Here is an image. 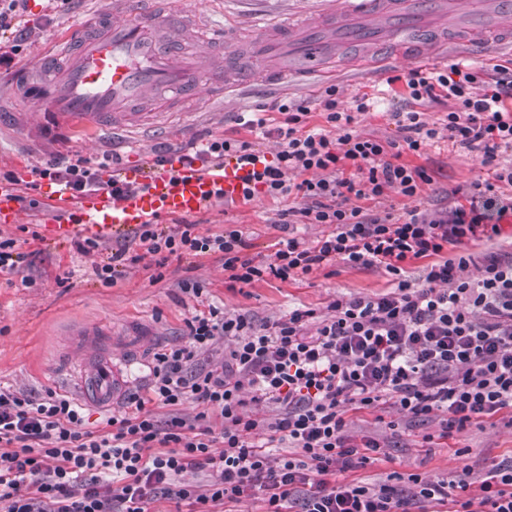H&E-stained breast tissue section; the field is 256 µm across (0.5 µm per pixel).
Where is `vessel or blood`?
Instances as JSON below:
<instances>
[{"mask_svg":"<svg viewBox=\"0 0 512 512\" xmlns=\"http://www.w3.org/2000/svg\"><path fill=\"white\" fill-rule=\"evenodd\" d=\"M447 9L461 22L463 35L476 37L487 29L512 35V0H487L480 17L474 16L471 0H395L391 5L385 0H338L322 30L290 50L288 71L303 77L319 74L328 58L352 49L361 56L377 55L391 44L409 56L429 58L442 37L429 32L425 19ZM190 19L188 29L199 35L200 44L189 60L171 48L172 42L182 40L184 30L144 11L142 0H112L111 8L99 13L97 34L87 38L72 33L61 40L58 52L34 63V70L45 73L52 84L50 110L62 120L76 119L115 135L137 128L139 116L132 107L144 100L159 99L165 110L175 99L185 103L222 97L256 77L271 84L279 80L281 73L268 67L267 56L271 47L294 40L292 22L260 23L247 49L220 61L215 52L231 43L229 31L204 11L192 12ZM247 175V168L233 156L219 166L181 167L174 173L148 174L123 164L113 169V179L145 184V191L122 197L101 193L74 206L65 192H57L61 207L73 209L78 220L49 225L48 234L57 239L78 234L113 238L164 216L198 212L219 190L225 201L234 203L242 196ZM84 334L81 356L72 362L76 388L86 400L111 403L128 378L125 361L113 357L94 329Z\"/></svg>","mask_w":512,"mask_h":512,"instance_id":"b4317fda","label":"vessel or blood"}]
</instances>
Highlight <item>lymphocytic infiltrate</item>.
Listing matches in <instances>:
<instances>
[{"mask_svg":"<svg viewBox=\"0 0 512 512\" xmlns=\"http://www.w3.org/2000/svg\"><path fill=\"white\" fill-rule=\"evenodd\" d=\"M403 83L411 110L391 118L397 136L387 142L355 129L368 97L340 106L335 85L324 87L320 108L330 132L307 128V101L279 98L253 110L241 125L270 129L280 149L262 164L252 142L208 139L203 149L158 151L154 167H209L235 156L253 171L244 198L263 191L275 200L300 197L285 209L303 223L330 231L313 244L280 240L269 260L247 254L250 237L228 226L215 236L196 234L191 223L172 230L139 225L129 242L112 251L95 273L115 284L121 268L151 259L164 267L171 256L221 254L229 284L274 278L297 280L335 260L379 266L389 291L339 296L325 313L295 308L255 325L244 314L219 307L185 323L184 341L156 353L151 378L130 395V410L104 414L97 430L85 427L83 406L53 391L35 397L0 388V512H218L243 502L259 512H512V460L493 465L468 495V474L425 479L392 472L385 479L343 480V473L379 462L377 435L354 434L351 412L435 418L439 439L501 415L512 416V258L486 257L477 279L465 244L505 235L512 217V168L457 188L448 207L430 213H369L366 204L388 193L412 198L429 182L426 169L403 163L448 140L481 153L492 165L512 149V61L490 71L453 63L443 71L413 69L388 77ZM453 101L434 122L422 108ZM279 113L268 126L266 113ZM113 155L97 165L77 155L50 159L38 174L60 181L72 197L99 192L130 194L131 185L105 178ZM458 247L445 258L448 246ZM422 261L419 272L410 264ZM224 355L213 360L216 346ZM202 404L187 417L186 402ZM275 406L279 418L259 411ZM168 411L158 420L156 408ZM224 422L221 432L209 414ZM265 432L256 440L254 432ZM281 456H272V449ZM206 473L189 484L184 473Z\"/></svg>","mask_w":512,"mask_h":512,"instance_id":"f902f5d3","label":"lymphocytic infiltrate"}]
</instances>
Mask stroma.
Returning <instances> with one entry per match:
<instances>
[{
    "label": "stroma",
    "mask_w": 512,
    "mask_h": 512,
    "mask_svg": "<svg viewBox=\"0 0 512 512\" xmlns=\"http://www.w3.org/2000/svg\"><path fill=\"white\" fill-rule=\"evenodd\" d=\"M103 7L104 0H71L66 10L57 11L49 0H26L22 18L30 25L27 41L16 65L0 72V174H11L18 191L28 192L35 201L34 206L20 209L17 215H0V236L15 239L17 250L30 255L23 275L34 281L27 288L21 283L22 275L0 274V385L36 395L49 389L74 394L68 360L79 347L78 332L88 325L97 327L105 342L111 343L113 357H128L138 366L182 340L186 320L208 312L213 305L248 315L255 324L262 325L298 307L324 310L338 295L386 292L390 278L383 269L354 267L340 260L321 266L300 281L269 278L232 288L217 254L170 257L162 279L155 283L150 280V268L141 263L133 265L123 270L115 285L107 287L94 273L101 255L79 254L67 240H29V231H43L60 214L54 203L58 181L36 178V170L44 168L53 156L74 153L95 164L113 148L111 136L95 138L79 123L41 125L39 91L35 85L21 84L19 75L32 63L37 49L57 50L59 40L71 28ZM331 7V0H210L209 4L215 19L223 21L238 41L252 38L251 21L257 15L313 22ZM485 41L482 48L468 43L451 46L449 61L465 59L474 66L489 67L512 59L511 40L490 34ZM416 66L413 60L390 59L383 67L373 69L359 58L345 55L332 64L330 78L292 76L278 86L259 79L224 101L181 105L179 113L164 122L152 117L156 103L145 102L139 106L142 126L134 132L140 147L120 148L121 161L145 169L159 148L174 150L211 136L247 140L260 153L274 154L277 139L250 133L238 125V114L277 97L316 100L329 83L336 84L340 100L346 103L363 95L379 98L377 109L358 114L356 129L381 141L390 140L396 135V126L388 113L403 100L390 91L386 80ZM19 110L30 112L28 123L16 119ZM402 159L426 168L431 180L416 198L390 194L388 202L398 214L413 208L431 211L447 207L458 186L491 175L493 168L482 165L479 151L456 147L445 140L425 146L421 154H403ZM301 204L298 198L276 202L261 194L247 204L213 203L190 214L188 220L195 223L197 234L202 236L223 233L228 224L242 226L251 234L250 256L261 260L272 254L274 244L286 232L309 243L328 233L324 224H293L281 229L282 211ZM186 282L199 284L201 294L182 292ZM399 419L392 409L385 412L380 423L370 415L348 416L354 430L386 435L390 459L378 464V471L452 480L463 470L478 476L491 464L512 458V427L503 420L486 421L483 427L470 428L446 441L436 437L437 420L421 419L402 427ZM390 421L395 422V429H387ZM427 434L433 435L432 443L424 442Z\"/></svg>",
    "instance_id": "obj_1"
}]
</instances>
